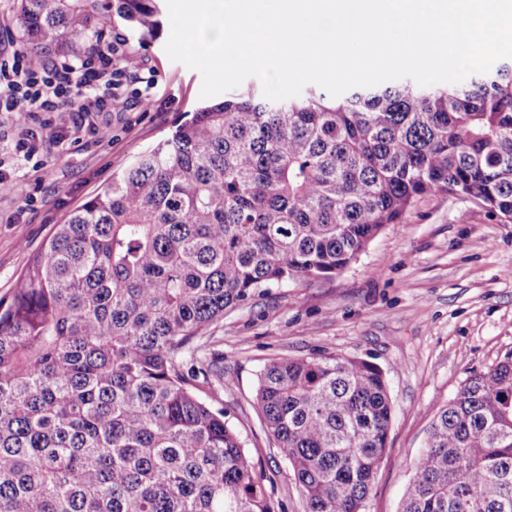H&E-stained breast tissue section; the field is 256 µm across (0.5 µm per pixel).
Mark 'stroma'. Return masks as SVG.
I'll use <instances>...</instances> for the list:
<instances>
[{
  "mask_svg": "<svg viewBox=\"0 0 512 512\" xmlns=\"http://www.w3.org/2000/svg\"><path fill=\"white\" fill-rule=\"evenodd\" d=\"M169 34L162 29L138 46L137 78L113 97L111 111L89 114L86 141L45 140L24 159L15 142L38 130L44 113L27 119L0 112V297L12 292L54 225L201 106L202 76L169 59ZM45 165L51 176L43 175ZM209 332L224 344L220 401L272 481L275 512H304V504L287 459L261 424L255 396L263 366L329 354L377 364L393 414L364 512H399L435 415L470 372L512 351V223L471 200L422 197L336 278L269 285L226 310Z\"/></svg>",
  "mask_w": 512,
  "mask_h": 512,
  "instance_id": "obj_1",
  "label": "stroma"
}]
</instances>
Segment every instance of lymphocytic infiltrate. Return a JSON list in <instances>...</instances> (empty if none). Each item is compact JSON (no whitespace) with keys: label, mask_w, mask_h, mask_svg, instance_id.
Instances as JSON below:
<instances>
[{"label":"lymphocytic infiltrate","mask_w":512,"mask_h":512,"mask_svg":"<svg viewBox=\"0 0 512 512\" xmlns=\"http://www.w3.org/2000/svg\"><path fill=\"white\" fill-rule=\"evenodd\" d=\"M139 67L127 57L114 59L108 46L62 63L17 49L0 57V112H69L78 132L83 116L103 111L120 77Z\"/></svg>","instance_id":"1"}]
</instances>
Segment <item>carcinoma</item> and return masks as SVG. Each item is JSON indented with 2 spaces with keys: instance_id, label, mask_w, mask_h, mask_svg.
Masks as SVG:
<instances>
[{
  "instance_id": "obj_1",
  "label": "carcinoma",
  "mask_w": 512,
  "mask_h": 512,
  "mask_svg": "<svg viewBox=\"0 0 512 512\" xmlns=\"http://www.w3.org/2000/svg\"><path fill=\"white\" fill-rule=\"evenodd\" d=\"M32 48L138 42L158 0H17ZM512 223V61L459 84L410 81L273 102L233 90L72 211L0 298V512H275L224 408L207 329L260 289L327 280L425 195ZM261 422L304 512H363L392 402L365 359L273 360ZM401 512H512V352L432 422Z\"/></svg>"
}]
</instances>
